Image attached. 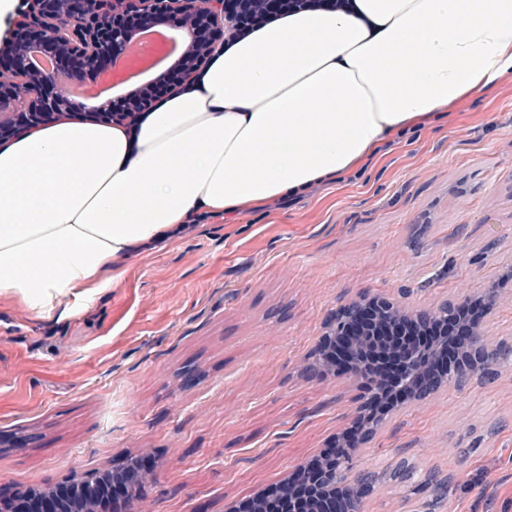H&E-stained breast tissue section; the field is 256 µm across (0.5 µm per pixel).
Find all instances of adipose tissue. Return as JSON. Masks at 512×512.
I'll list each match as a JSON object with an SVG mask.
<instances>
[{"label": "adipose tissue", "mask_w": 512, "mask_h": 512, "mask_svg": "<svg viewBox=\"0 0 512 512\" xmlns=\"http://www.w3.org/2000/svg\"><path fill=\"white\" fill-rule=\"evenodd\" d=\"M512 76V0H319L236 27L136 124L70 112L0 143V298L50 315L188 217L361 171Z\"/></svg>", "instance_id": "1"}]
</instances>
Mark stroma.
<instances>
[{
  "label": "stroma",
  "mask_w": 512,
  "mask_h": 512,
  "mask_svg": "<svg viewBox=\"0 0 512 512\" xmlns=\"http://www.w3.org/2000/svg\"><path fill=\"white\" fill-rule=\"evenodd\" d=\"M509 268L511 77L363 174L131 254L64 319L1 301L0 491L140 458L131 512H228L353 424L359 384L307 370L336 309L363 291L434 306ZM404 459L447 494L387 483L363 512H512V365L396 412L355 469Z\"/></svg>",
  "instance_id": "1"
}]
</instances>
